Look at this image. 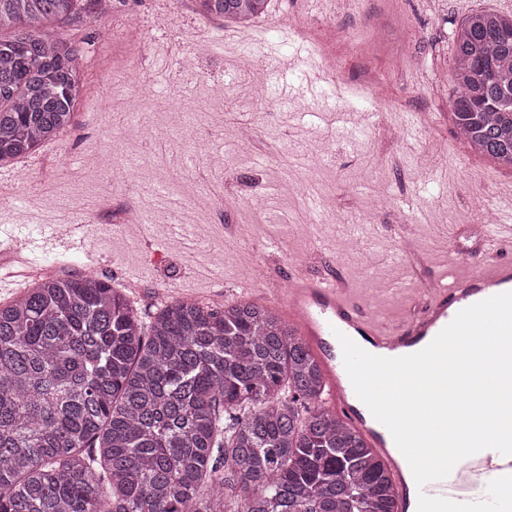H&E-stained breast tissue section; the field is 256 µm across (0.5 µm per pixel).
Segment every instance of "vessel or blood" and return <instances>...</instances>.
Masks as SVG:
<instances>
[{"instance_id":"obj_1","label":"vessel or blood","mask_w":512,"mask_h":512,"mask_svg":"<svg viewBox=\"0 0 512 512\" xmlns=\"http://www.w3.org/2000/svg\"><path fill=\"white\" fill-rule=\"evenodd\" d=\"M45 243L67 252L85 253L92 229L86 222L57 220L54 214L37 211L30 218ZM496 236L484 239L473 257L476 273L454 279L446 272L435 275L427 288L428 298L420 311L392 324L377 320L355 289L329 276L310 277L297 272L287 288L275 289L290 326L303 336L320 362L328 384L325 406L342 415L358 429L384 461L395 492L398 512H415L419 494L459 503L476 502L490 481L512 475V456L485 449L462 459L446 478L417 487L410 466L389 430L378 422L357 396L343 362L340 336H347L370 354L395 358L425 348L456 314L477 302L512 291V263L497 259V251L512 245V219H496ZM11 277H31L43 266L25 235H12L0 249V271Z\"/></svg>"}]
</instances>
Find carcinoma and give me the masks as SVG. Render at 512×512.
<instances>
[{
    "mask_svg": "<svg viewBox=\"0 0 512 512\" xmlns=\"http://www.w3.org/2000/svg\"><path fill=\"white\" fill-rule=\"evenodd\" d=\"M77 0H0V164L72 126L83 56L46 33ZM244 25L267 0H198ZM451 119L512 166V16L455 34ZM323 371L278 313L166 303L145 323L99 278L0 303V512H394L380 458L320 404Z\"/></svg>",
    "mask_w": 512,
    "mask_h": 512,
    "instance_id": "carcinoma-1",
    "label": "carcinoma"
}]
</instances>
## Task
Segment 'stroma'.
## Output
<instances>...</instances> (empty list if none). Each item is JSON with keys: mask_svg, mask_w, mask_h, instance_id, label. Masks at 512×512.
<instances>
[{"mask_svg": "<svg viewBox=\"0 0 512 512\" xmlns=\"http://www.w3.org/2000/svg\"><path fill=\"white\" fill-rule=\"evenodd\" d=\"M167 3L161 25L157 0H119L100 19L93 0H81L51 23L87 59L74 124L38 149L40 165L12 164L0 211L39 208L91 223L99 278L120 288L138 271L134 305L145 319L169 301V285L220 308L246 298L256 273L283 288L302 266L378 289L376 316L395 322L422 307L436 272L466 274L512 167L456 135L453 33L475 11L512 15V0H345L332 12L319 0H268L250 23L255 52L285 59L303 44L314 67L336 61L334 86L293 75L285 100L269 66L237 79V46L196 0ZM158 48L171 51L166 67L152 64ZM189 52L196 67L187 75L179 57ZM252 82L272 95L269 110L256 111ZM133 106L144 130L128 123ZM188 121L211 142L206 154L176 140ZM444 165L455 171L448 183L437 176ZM172 223L189 225L202 250L184 254L168 237ZM362 224L372 265L344 242ZM401 225L414 241L403 257L393 239Z\"/></svg>", "mask_w": 512, "mask_h": 512, "instance_id": "stroma-1", "label": "stroma"}]
</instances>
